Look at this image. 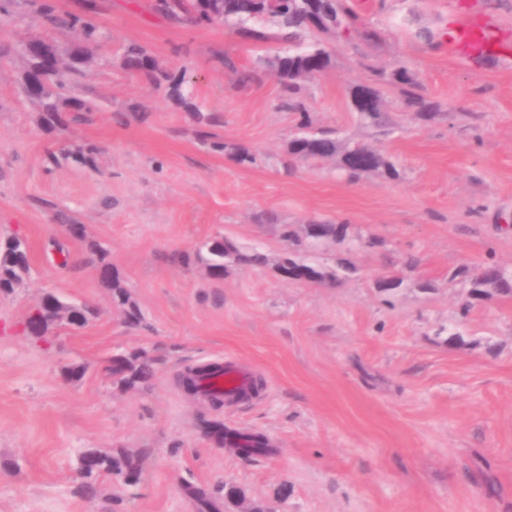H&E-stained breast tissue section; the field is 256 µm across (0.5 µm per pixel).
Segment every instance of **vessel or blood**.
<instances>
[{"label": "vessel or blood", "instance_id": "b4317fda", "mask_svg": "<svg viewBox=\"0 0 512 512\" xmlns=\"http://www.w3.org/2000/svg\"><path fill=\"white\" fill-rule=\"evenodd\" d=\"M447 39L449 51L467 60L478 62L495 56L512 63V42L499 36L494 20L484 14L472 11L458 16L448 29ZM199 382L204 390L231 402L249 386L250 379L235 365L223 363L218 370L205 372Z\"/></svg>", "mask_w": 512, "mask_h": 512}]
</instances>
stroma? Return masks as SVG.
<instances>
[{"mask_svg":"<svg viewBox=\"0 0 512 512\" xmlns=\"http://www.w3.org/2000/svg\"><path fill=\"white\" fill-rule=\"evenodd\" d=\"M54 2L74 14L95 6L107 37L90 46L78 90L97 110L64 129L47 128L24 96L25 61L0 57V243L22 237L29 255L22 283L0 293V512H200L197 489L211 512H225L228 484L268 512H512V297L472 299L448 280L490 260L512 273V64L449 54L443 33L459 0H357L380 40L321 35L331 63L304 81L294 111L269 64L277 42L170 20L156 0ZM33 36L62 51L80 45L76 33L46 29L34 0H13L0 42ZM132 42L257 164L213 151L166 87L122 69ZM227 58L251 72L247 85ZM400 65L439 115L421 122L385 88L383 135L353 112L349 88ZM304 113L389 156L401 179L350 183L334 160L281 169ZM72 143L99 148L96 168L46 164L47 151ZM314 221L349 226L344 243L313 249L329 269L351 261L338 282L290 280L272 265L286 245L269 223ZM218 235L261 249L270 265L233 266L213 282L179 262ZM93 243L148 329L127 324L98 288ZM406 254L415 271L402 268ZM391 276L402 285L379 288ZM48 293L98 315L25 335ZM135 350L153 359L155 377L146 389L118 388L103 366ZM218 360L258 378V395L215 407L178 385L185 369ZM210 422L268 446H217ZM89 448L134 456L139 481L103 474L97 495L82 496Z\"/></svg>","mask_w":512,"mask_h":512,"instance_id":"1","label":"stroma"}]
</instances>
